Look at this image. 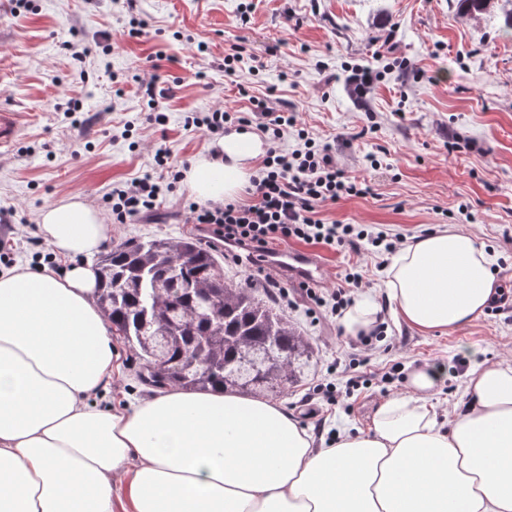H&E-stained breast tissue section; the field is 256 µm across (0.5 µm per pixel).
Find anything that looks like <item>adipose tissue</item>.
<instances>
[{
  "label": "adipose tissue",
  "mask_w": 512,
  "mask_h": 512,
  "mask_svg": "<svg viewBox=\"0 0 512 512\" xmlns=\"http://www.w3.org/2000/svg\"><path fill=\"white\" fill-rule=\"evenodd\" d=\"M212 148L183 179L202 202L235 197L265 152L248 131ZM39 225L55 254L85 262L0 272V512H512V360L476 364L444 422V367L416 368L368 429L328 448L278 402L221 390L100 411L116 357L89 258L112 227L76 196ZM494 262L460 226L422 236L391 260L388 305L422 332L465 327L496 295Z\"/></svg>",
  "instance_id": "1"
}]
</instances>
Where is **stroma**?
I'll list each match as a JSON object with an SVG mask.
<instances>
[{"label": "stroma", "mask_w": 512, "mask_h": 512, "mask_svg": "<svg viewBox=\"0 0 512 512\" xmlns=\"http://www.w3.org/2000/svg\"><path fill=\"white\" fill-rule=\"evenodd\" d=\"M133 17L145 23L136 37L128 34ZM501 23L497 15L462 14L457 0H139L132 15L124 0H30L20 8L0 0V109L15 112L20 124L16 142L0 149V207L14 212L11 224L0 223V244L13 262L32 259L42 239L41 210L67 196L109 213L113 186L150 170L158 149L168 151L175 169L188 170L213 138L185 130V113H247L254 95L287 105L311 137L335 143L339 167L371 185L366 195L326 207L325 219L410 242L437 227H464L494 251L499 288L512 289V39L500 36ZM104 34L112 39L106 56L96 46ZM201 42L206 52H198ZM386 42L407 68L385 70L375 52ZM76 44L87 48L86 57L74 56ZM235 44L259 67H241L230 80L224 55ZM349 64L384 70L385 78L366 98H355L345 82ZM139 77L156 78L166 90V127L148 121L136 93ZM72 100L82 105L83 125L63 120ZM370 153L378 168L367 163ZM189 198L176 185L156 212L113 225L112 244L154 237L212 247L186 220ZM314 251L324 287H337L358 262L362 289L384 296L379 256L322 245ZM290 296L295 304L285 315L313 355L302 378L276 399L319 445L339 424L366 427L382 401L406 391L407 380H380L395 363L408 372L445 367L435 397L444 418L460 403L476 363L512 356V310L484 312L453 332L393 322L375 349L356 354L336 334L338 316L314 317L298 290ZM115 352L119 368L104 408L152 394L139 382L138 359L123 337H116ZM353 357L368 383L347 395L344 370ZM329 381L342 392L338 404L306 402L313 387Z\"/></svg>", "instance_id": "stroma-1"}]
</instances>
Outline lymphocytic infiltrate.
Here are the masks:
<instances>
[{
  "instance_id": "f902f5d3",
  "label": "lymphocytic infiltrate",
  "mask_w": 512,
  "mask_h": 512,
  "mask_svg": "<svg viewBox=\"0 0 512 512\" xmlns=\"http://www.w3.org/2000/svg\"><path fill=\"white\" fill-rule=\"evenodd\" d=\"M253 104L255 112L250 117L226 108L186 113L184 129H202L219 136L226 125L245 127L255 123L270 141L267 154L251 179L247 199L209 206L188 203L185 211L189 223L206 226L212 240L231 246L234 263L251 264L248 284L265 288L283 301L288 298L287 283L265 271L269 257L280 244L296 241L327 245L356 254L369 246L395 251L401 237L373 236L361 225L336 224L322 218L323 208L348 196L369 193L366 181L349 177L339 169L331 144L310 137L306 129L299 127L296 113L275 110L259 98ZM291 128L296 129L301 146L286 152L278 143ZM153 160L150 172L113 187L109 200L115 223L124 224L155 210L162 187H175L181 180V172L170 169L166 151L157 150ZM362 279L361 273H346L344 287L329 293L306 282L299 283L298 288L313 309L328 306L338 312L350 304V290L359 286Z\"/></svg>"
}]
</instances>
